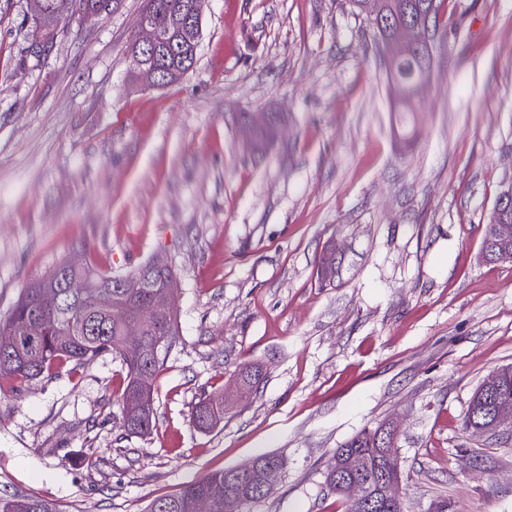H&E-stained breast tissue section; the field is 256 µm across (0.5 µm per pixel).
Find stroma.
<instances>
[{
    "mask_svg": "<svg viewBox=\"0 0 512 512\" xmlns=\"http://www.w3.org/2000/svg\"><path fill=\"white\" fill-rule=\"evenodd\" d=\"M142 7L73 18L39 52L27 0H0V316L61 260L122 275L164 255L183 338L147 437L112 406L111 356L0 379V488L145 512L274 453L283 470L244 512H346L330 458L393 421L405 512H512V432L463 426L512 365V263L481 257L512 188V0H445L408 129L349 0H205L196 62L161 88L130 79ZM272 107L277 140L248 151L239 112ZM245 363L259 388L197 428L195 403Z\"/></svg>",
    "mask_w": 512,
    "mask_h": 512,
    "instance_id": "stroma-1",
    "label": "stroma"
}]
</instances>
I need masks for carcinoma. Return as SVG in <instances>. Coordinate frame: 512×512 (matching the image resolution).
Here are the masks:
<instances>
[{
  "instance_id": "carcinoma-1",
  "label": "carcinoma",
  "mask_w": 512,
  "mask_h": 512,
  "mask_svg": "<svg viewBox=\"0 0 512 512\" xmlns=\"http://www.w3.org/2000/svg\"><path fill=\"white\" fill-rule=\"evenodd\" d=\"M385 2L387 10L382 16L383 24L424 15L432 30H438L444 0ZM112 3L114 0H36L30 7V15L43 42L47 43L65 20L87 13L103 17L112 11ZM196 5V0H146L143 14H150L157 21L162 43L150 51L141 50L132 40L128 43L131 60L154 71L163 86L181 80L183 71L193 65L187 52H171L170 46L177 44L178 36L167 28V21L174 14L195 9ZM422 71L425 76H430V71L424 70L422 59L410 55L395 63L390 76L403 79ZM282 119V113H273L269 125L257 134V153L265 152L272 145ZM86 280L101 282L107 289L98 296L85 294L81 285ZM120 282L121 279L88 263L72 266L62 260L47 276L27 285L8 315L0 318V378L32 381L69 362L83 363L109 355L119 360L126 370L116 399L124 428L131 434L148 435L154 428V382L167 356L179 344L180 333L174 311H168L160 323L145 318L144 312L154 301L172 303L177 278L175 270L167 264L150 271L143 288H121ZM49 288L59 289V306L44 310L39 299ZM34 317L41 318L45 324L46 333L42 336L25 335L26 325ZM132 335L138 337L134 344L128 341ZM262 379V368L248 364L239 368L234 383L250 392ZM505 395L512 399V376L504 378L498 385L482 384L467 407L465 428L484 421L490 399ZM211 402L210 398L204 399L192 410L191 421L200 429H208L224 420V410L212 411ZM380 430V425L362 430L336 449L332 459L358 453L368 463L366 479L376 481L377 474L383 469L400 477L398 456L393 454L386 459L381 455L384 445L378 442ZM243 483L249 485L246 493L252 495L248 499L250 503L270 493V489L261 486L257 475ZM226 491H235V486L224 481V471H215L153 500L148 512H193V505L200 497L210 498L215 512H224ZM0 512H58V509L36 495H19L0 489Z\"/></svg>"
}]
</instances>
